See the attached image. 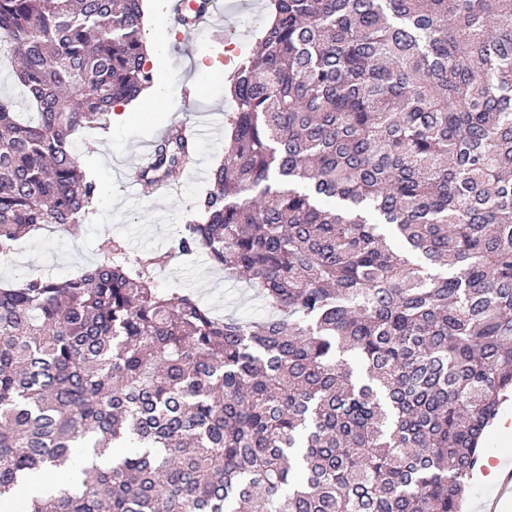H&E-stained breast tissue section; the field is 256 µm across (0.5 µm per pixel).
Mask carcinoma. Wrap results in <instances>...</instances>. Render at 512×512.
Wrapping results in <instances>:
<instances>
[{"label":"carcinoma","mask_w":512,"mask_h":512,"mask_svg":"<svg viewBox=\"0 0 512 512\" xmlns=\"http://www.w3.org/2000/svg\"><path fill=\"white\" fill-rule=\"evenodd\" d=\"M142 0H0V262L69 230L74 139L152 81ZM223 164L174 242L278 315L212 317L155 260L0 287V503L23 512H460L512 393V0H271ZM157 145L163 176L191 158ZM112 448L128 452L98 460ZM12 70L10 62L2 59L0 62V97L2 100L8 101L17 112H26L27 102L21 89L16 85ZM57 473L47 476L46 474L34 477L30 482L22 485L17 491V499H29L32 496H44L50 492L58 491L62 486L56 477Z\"/></svg>","instance_id":"obj_1"}]
</instances>
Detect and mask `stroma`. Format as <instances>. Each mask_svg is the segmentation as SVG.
I'll list each match as a JSON object with an SVG mask.
<instances>
[{
  "label": "stroma",
  "mask_w": 512,
  "mask_h": 512,
  "mask_svg": "<svg viewBox=\"0 0 512 512\" xmlns=\"http://www.w3.org/2000/svg\"><path fill=\"white\" fill-rule=\"evenodd\" d=\"M268 0H236L231 18L244 23L245 35L225 36L223 29L207 28L189 39L169 44L164 66L154 72V83L165 86L159 108L144 107L131 122L92 129L79 136L74 147L86 172L95 180L98 195L93 212L75 229L49 225L18 240L5 263L0 284L19 285L32 276L64 279L107 260L104 238L121 243L128 256L158 258L154 284L160 291L187 294L216 315L244 319L265 316L269 309L255 290L241 279L224 274L202 253L172 251V240L194 215L193 206L210 187V172L224 156V134L235 112L224 79L238 67L268 22ZM203 119L213 134L201 135L196 152L203 161L201 175L183 176L175 192L135 197L120 177L124 164L164 129ZM481 458L512 469V400L503 404L481 445Z\"/></svg>",
  "instance_id": "stroma-1"
}]
</instances>
